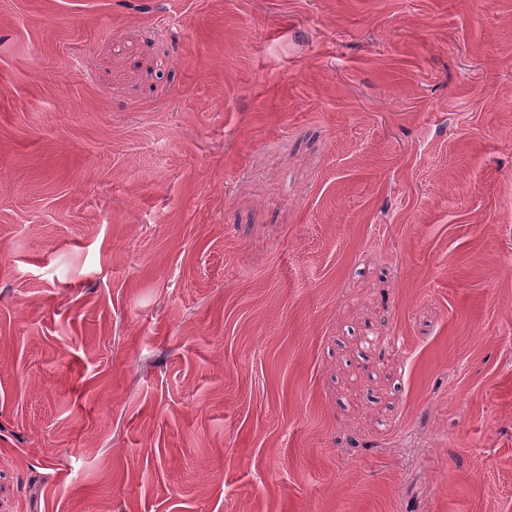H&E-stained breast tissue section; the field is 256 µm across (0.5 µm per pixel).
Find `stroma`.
I'll return each instance as SVG.
<instances>
[{
	"label": "stroma",
	"mask_w": 512,
	"mask_h": 512,
	"mask_svg": "<svg viewBox=\"0 0 512 512\" xmlns=\"http://www.w3.org/2000/svg\"><path fill=\"white\" fill-rule=\"evenodd\" d=\"M0 512H512V0H0Z\"/></svg>",
	"instance_id": "stroma-1"
}]
</instances>
